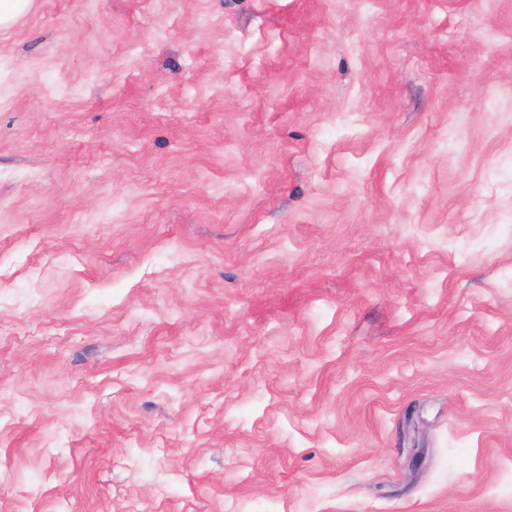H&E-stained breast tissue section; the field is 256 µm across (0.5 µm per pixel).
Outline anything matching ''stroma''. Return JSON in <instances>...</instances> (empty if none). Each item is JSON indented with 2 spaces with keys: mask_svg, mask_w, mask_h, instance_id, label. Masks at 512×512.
<instances>
[{
  "mask_svg": "<svg viewBox=\"0 0 512 512\" xmlns=\"http://www.w3.org/2000/svg\"><path fill=\"white\" fill-rule=\"evenodd\" d=\"M0 512H512V0L0 32Z\"/></svg>",
  "mask_w": 512,
  "mask_h": 512,
  "instance_id": "35a3bbf8",
  "label": "stroma"
}]
</instances>
